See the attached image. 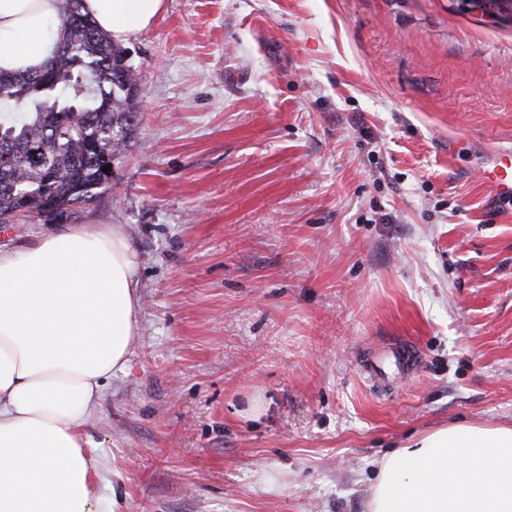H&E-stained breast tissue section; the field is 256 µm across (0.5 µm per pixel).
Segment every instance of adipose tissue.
<instances>
[{
    "label": "adipose tissue",
    "instance_id": "adipose-tissue-1",
    "mask_svg": "<svg viewBox=\"0 0 512 512\" xmlns=\"http://www.w3.org/2000/svg\"><path fill=\"white\" fill-rule=\"evenodd\" d=\"M61 0H0V71L42 69ZM164 0H82L127 42ZM139 288L122 225L73 224L0 249V512H104L84 434L138 334ZM367 512H512V427L465 423L384 455Z\"/></svg>",
    "mask_w": 512,
    "mask_h": 512
}]
</instances>
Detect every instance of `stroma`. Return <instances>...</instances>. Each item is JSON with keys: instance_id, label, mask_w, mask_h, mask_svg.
<instances>
[{"instance_id": "obj_1", "label": "stroma", "mask_w": 512, "mask_h": 512, "mask_svg": "<svg viewBox=\"0 0 512 512\" xmlns=\"http://www.w3.org/2000/svg\"><path fill=\"white\" fill-rule=\"evenodd\" d=\"M457 3L165 0L126 44L139 129L68 218L138 267L85 427L118 512H366L385 454L512 426V203L478 175L512 148V26Z\"/></svg>"}]
</instances>
